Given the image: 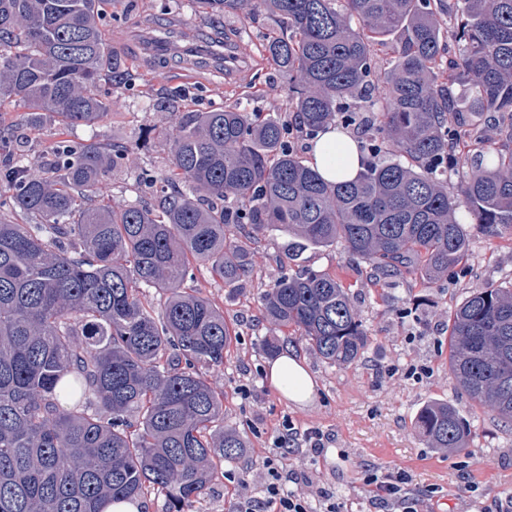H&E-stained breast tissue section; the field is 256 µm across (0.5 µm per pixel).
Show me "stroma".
Returning a JSON list of instances; mask_svg holds the SVG:
<instances>
[{
  "instance_id": "35a3bbf8",
  "label": "stroma",
  "mask_w": 512,
  "mask_h": 512,
  "mask_svg": "<svg viewBox=\"0 0 512 512\" xmlns=\"http://www.w3.org/2000/svg\"><path fill=\"white\" fill-rule=\"evenodd\" d=\"M107 11L104 33L129 70V80L115 89L111 113L94 127L63 125L47 116L39 129L27 127V110L16 102L0 104V128L21 134L24 152L34 157L66 137L78 142L120 143L129 149L123 173L108 180L113 202L135 197L137 175L150 171L166 181L170 145L164 139L143 140L142 129L166 127L170 116L153 110V99L172 90L185 93L192 108L206 112L227 105H246L262 113L285 112L288 79L279 74L262 50L274 22L266 13L212 19L196 0H115ZM224 33L225 49L242 61L238 70L160 64L143 49L144 41L163 31H185L194 43L213 29ZM191 80H184V73ZM457 217L469 239L465 259L431 282L420 271L379 282L343 245L307 248L290 262V270L334 274L348 288L371 343L349 366L322 360L299 331L286 330L266 318L261 297L282 274L285 237L262 235L253 247V266L242 287L228 288L209 265L197 263L187 291L223 310L237 340L219 367L203 369L204 378L224 393V424L246 440L242 460L223 464L222 475L191 507V512H234L237 482L259 488L265 457L284 421L296 428L321 430L327 437L322 453L303 451L290 466L306 472L325 490L340 512H380L372 504L367 469L404 471L413 488L435 489L433 512H469L473 498L484 502L512 495V423L502 422L488 407L474 405L456 390L448 375V324L453 308L475 289L512 283V231L493 235L475 222L466 208ZM302 360L317 384L314 401L299 405L283 397L268 380L265 340ZM432 400L454 406L467 424L466 448L431 447L414 429L418 410Z\"/></svg>"
}]
</instances>
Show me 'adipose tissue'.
<instances>
[{"label":"adipose tissue","instance_id":"adipose-tissue-1","mask_svg":"<svg viewBox=\"0 0 512 512\" xmlns=\"http://www.w3.org/2000/svg\"><path fill=\"white\" fill-rule=\"evenodd\" d=\"M308 163L326 180L352 179L360 169L358 143L344 130L332 128L309 142ZM271 384L289 400L304 403L315 397V382L302 362L285 353L269 367Z\"/></svg>","mask_w":512,"mask_h":512}]
</instances>
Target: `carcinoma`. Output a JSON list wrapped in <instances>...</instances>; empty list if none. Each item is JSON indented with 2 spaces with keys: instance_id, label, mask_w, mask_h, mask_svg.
Here are the masks:
<instances>
[{
  "instance_id": "cac0c4a2",
  "label": "carcinoma",
  "mask_w": 512,
  "mask_h": 512,
  "mask_svg": "<svg viewBox=\"0 0 512 512\" xmlns=\"http://www.w3.org/2000/svg\"><path fill=\"white\" fill-rule=\"evenodd\" d=\"M108 2L0 0V104L23 105L33 129L47 112L86 127L108 116L127 78L101 32ZM198 3L274 19L263 49L288 77V116L156 98L173 117L161 135L174 178L160 192L154 176L140 180L156 206L105 201L124 145L62 140L28 161L0 131V512H103L151 493L166 512H190L217 465L242 458L247 442L224 427L223 394L199 372L224 364L234 336L224 311L181 291L193 263L234 287L252 271L255 236L277 231L293 238L285 263L339 242L373 275L418 265L432 282L467 255L459 204L494 235L512 228V0ZM386 51L393 64L378 73ZM349 97L371 143L364 171L333 183L292 138L343 121ZM485 112L501 140L487 154ZM460 163L459 201L448 169ZM146 288L168 293L157 317ZM262 301L328 363L351 365L368 346L348 289L327 272L285 274ZM448 348L455 386L512 422V287L465 298ZM415 425L435 447L463 449L467 426L448 403L425 404Z\"/></svg>"
}]
</instances>
